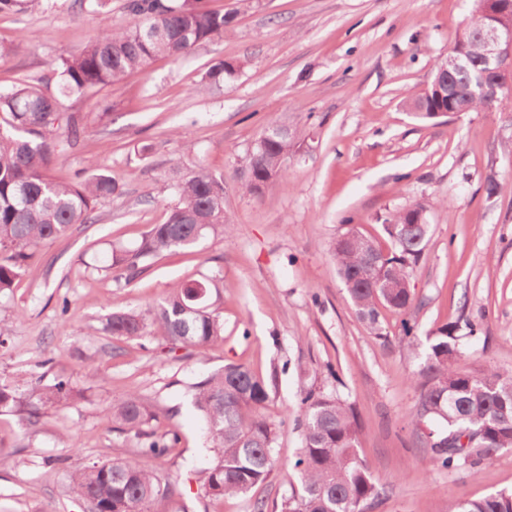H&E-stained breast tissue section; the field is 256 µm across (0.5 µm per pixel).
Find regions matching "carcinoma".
I'll return each mask as SVG.
<instances>
[{"mask_svg": "<svg viewBox=\"0 0 512 512\" xmlns=\"http://www.w3.org/2000/svg\"><path fill=\"white\" fill-rule=\"evenodd\" d=\"M44 0H0V14L25 13ZM126 11L136 19L122 30H103L78 55L56 64L60 82L56 91L40 88L25 78L0 92V296L14 287L24 267L46 244L76 224L95 222L98 203L122 194L112 173L101 169L76 181L47 175L52 159L77 147L86 134L81 118L68 111L65 99L122 80L157 57L174 60L188 56L196 46L224 37L234 20L229 13L204 6L203 0H126ZM488 16L481 0H474L469 20L460 29L452 52L462 58L452 84L458 102L467 111H489L498 100L476 90L483 46L479 39ZM240 69L235 61L220 59L207 70L197 91L219 87ZM423 119L425 113L448 108L435 93L421 90L404 101ZM301 131L286 128L284 136L253 145L241 172V186L259 194L269 176L288 179V154ZM176 200L166 220L154 224L132 251L115 250L112 266L126 281L140 273L147 257L195 246L206 236L231 229L224 207V178L200 166L191 173L180 167L168 173ZM431 202H415L384 220L391 247L355 227L330 245L338 273L360 320L377 336L383 335L379 307L404 314L412 306L411 276L430 235V225L416 223V214L429 211ZM201 288L205 298L192 301ZM220 281L190 280L172 289L158 305L141 311L111 313L103 330L117 339L150 335L171 345L205 347L224 340V321L206 298L220 296ZM458 323H445L427 336V349L415 383L419 399L408 416L415 427L430 422L427 435L431 460L439 469L476 470L501 451L512 448V372L489 368L475 375L461 365L463 351ZM194 408L217 450L216 462L201 474L213 499L240 496L265 483L274 467L276 428L260 413L270 400L272 384L241 364H226L195 386ZM77 396L70 377L56 372L42 377L0 379V412L26 415L39 421L46 407H64ZM297 418L302 444L293 468L299 487L283 500L280 512H366L385 493L358 453L362 431L353 404L333 393L301 392ZM108 415L118 429L143 440L140 458H114L68 473L71 493L89 503L91 512H153V506L172 497L175 485L148 460H158L179 441L171 430L156 435L148 430L156 417L152 406L136 393L112 398ZM467 437L465 447L461 439ZM449 512H512V490L482 499L465 500Z\"/></svg>", "mask_w": 512, "mask_h": 512, "instance_id": "carcinoma-1", "label": "carcinoma"}]
</instances>
